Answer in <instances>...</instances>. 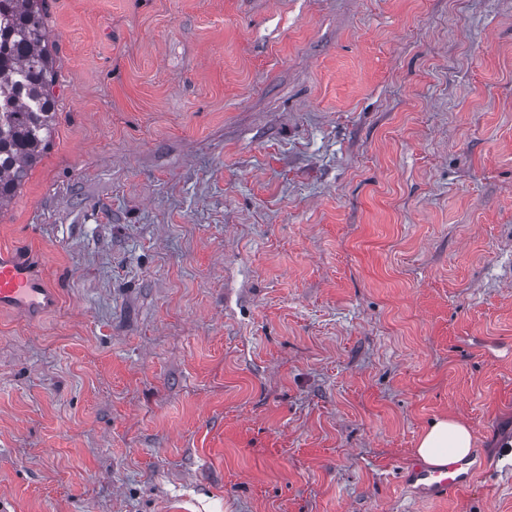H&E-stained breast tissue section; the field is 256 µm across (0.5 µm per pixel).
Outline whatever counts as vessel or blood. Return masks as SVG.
I'll use <instances>...</instances> for the list:
<instances>
[{
	"label": "vessel or blood",
	"mask_w": 512,
	"mask_h": 512,
	"mask_svg": "<svg viewBox=\"0 0 512 512\" xmlns=\"http://www.w3.org/2000/svg\"><path fill=\"white\" fill-rule=\"evenodd\" d=\"M59 291L42 278L36 263L16 251H0V312L20 311L42 314L53 310ZM480 466L463 459L447 466L416 464L404 479L414 486L419 498L440 500L469 485Z\"/></svg>",
	"instance_id": "vessel-or-blood-1"
}]
</instances>
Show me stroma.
<instances>
[{
  "label": "stroma",
  "instance_id": "35a3bbf8",
  "mask_svg": "<svg viewBox=\"0 0 512 512\" xmlns=\"http://www.w3.org/2000/svg\"><path fill=\"white\" fill-rule=\"evenodd\" d=\"M0 207V512H512V0H47ZM483 472H400L430 422ZM59 289L49 286L29 257L16 251H0V312L42 314L53 310ZM472 444V434L465 425L448 419L434 421L422 436L416 453L433 465L452 464H415L406 470L404 480L416 488L419 498L448 499L469 485L481 469V464L473 459H462L470 453Z\"/></svg>",
  "mask_w": 512,
  "mask_h": 512
}]
</instances>
